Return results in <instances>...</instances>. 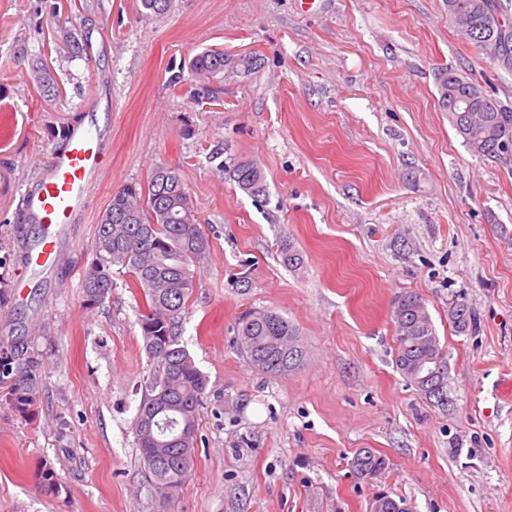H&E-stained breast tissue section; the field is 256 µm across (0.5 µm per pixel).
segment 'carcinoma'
Here are the masks:
<instances>
[{"mask_svg": "<svg viewBox=\"0 0 512 512\" xmlns=\"http://www.w3.org/2000/svg\"><path fill=\"white\" fill-rule=\"evenodd\" d=\"M453 27L481 50L493 45L492 62L512 66V30L500 17L512 8V0H448ZM231 64L221 50L196 55L190 68L198 75L215 76ZM30 76L47 98L59 95L49 66L32 62ZM438 94L454 90L464 112L448 116L464 146L473 154L493 162H511L512 106L486 94L479 83L455 68L436 75ZM229 178L257 200L266 195L267 185L257 163L239 160L228 169ZM210 245L201 220L191 204L180 174L169 167L154 168L146 181L132 182L112 192L99 214L92 243L93 260L86 271L83 288L88 305L102 304L115 287L113 271L129 273L127 286L142 291L144 313L139 324L144 347L154 363L142 385V397L133 422L136 444L149 477L153 496L166 502L182 488L193 460L185 449L198 447V417L208 380L181 345L188 300L195 285L192 266L209 253ZM392 319L397 350L396 369L427 399L448 402V353L440 345L433 321L423 299L415 292L397 298ZM457 331L472 325L469 307L457 302L449 310ZM237 348L259 373H287L302 357L296 328L284 316L269 310H251L236 323ZM41 363L15 345L0 352V374L16 372L13 392L16 407L24 410L39 393ZM351 468L362 478H373L388 468L387 460L371 448L360 449ZM43 490L60 492L53 467L40 475ZM407 501L388 495L372 500L369 512H406Z\"/></svg>", "mask_w": 512, "mask_h": 512, "instance_id": "obj_1", "label": "carcinoma"}]
</instances>
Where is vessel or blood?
<instances>
[{
  "label": "vessel or blood",
  "instance_id": "vessel-or-blood-1",
  "mask_svg": "<svg viewBox=\"0 0 512 512\" xmlns=\"http://www.w3.org/2000/svg\"><path fill=\"white\" fill-rule=\"evenodd\" d=\"M97 140L96 130L71 131L65 149L55 156L41 186L26 198V212L44 229L42 246L36 257L42 265L60 266L59 233L96 194L100 167Z\"/></svg>",
  "mask_w": 512,
  "mask_h": 512
}]
</instances>
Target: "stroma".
Instances as JSON below:
<instances>
[{
  "mask_svg": "<svg viewBox=\"0 0 512 512\" xmlns=\"http://www.w3.org/2000/svg\"><path fill=\"white\" fill-rule=\"evenodd\" d=\"M21 48L49 65L57 100ZM208 49L259 66L192 77ZM450 66L512 102V71L458 36L448 0H172L161 15L141 0H0V349L42 362L28 410L0 383V512H368L380 492L413 512H512V166L463 146L438 104ZM84 124L104 165L57 270L36 263L43 227L22 203ZM237 160L261 167L262 200L221 171ZM159 165L181 175L210 243L181 339L209 380L200 441L165 503L132 430L151 369L142 295L122 273L104 304L82 288L112 191ZM409 291L448 352L444 405L395 367L392 306ZM249 308L296 326L293 370L260 374L237 349ZM361 448L388 469L358 478Z\"/></svg>",
  "mask_w": 512,
  "mask_h": 512,
  "instance_id": "1",
  "label": "stroma"
}]
</instances>
